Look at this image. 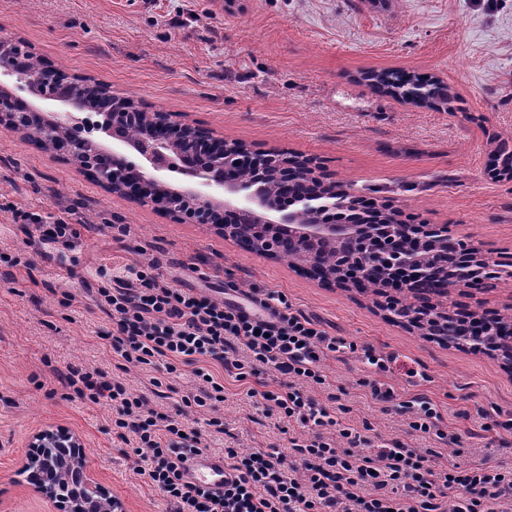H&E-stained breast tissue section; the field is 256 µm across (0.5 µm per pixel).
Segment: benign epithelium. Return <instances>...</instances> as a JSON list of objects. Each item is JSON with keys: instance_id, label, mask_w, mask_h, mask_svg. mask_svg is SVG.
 Masks as SVG:
<instances>
[{"instance_id": "7a95c632", "label": "benign epithelium", "mask_w": 512, "mask_h": 512, "mask_svg": "<svg viewBox=\"0 0 512 512\" xmlns=\"http://www.w3.org/2000/svg\"><path fill=\"white\" fill-rule=\"evenodd\" d=\"M24 47L18 40L0 39V126L8 125L19 133H26L25 125L34 113L41 112L20 96L30 93L44 101L65 107L62 112L43 114L46 128L59 131L65 137V147L58 153L80 169H92L94 180L114 193L139 198L142 192L127 186L124 173L135 171L147 182L169 185V195L154 196L148 200L154 209L181 223L218 225L213 209L219 206L242 224L251 227V238L269 255L275 250L273 241L262 237V226L289 224L290 215L281 213L279 198L261 196L250 186L229 178L242 143L228 141L211 131L199 129L180 119L174 112H160L153 126L137 142L125 138V127L134 119L128 111V98L111 93L114 106L102 112L89 95L90 82L84 77L59 82L47 78L35 83L24 72ZM94 112L102 116L95 131H90L81 114ZM112 138L116 147L107 149L99 134ZM258 167L281 160V169L293 177L312 165L300 156L269 148L252 150ZM298 208L308 212L313 222L297 224L291 238L303 248H314L323 240L353 239L354 257L366 258L372 251L399 257L394 249L393 232L400 226L390 225L382 231L383 237L369 240L368 227L351 223H324L323 215L342 209L346 202L336 192L313 191L296 197ZM459 258L462 263L455 270L463 278L479 272L475 248L461 242ZM354 272L326 273L322 283L348 288ZM420 325L427 326L433 336L448 335V320L416 315ZM34 449L17 475L19 483L27 484L45 500L55 504L61 512H112V498L94 479L85 460L84 445L79 436L64 427H50L36 432L29 443Z\"/></svg>"}]
</instances>
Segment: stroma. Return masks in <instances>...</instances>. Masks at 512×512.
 <instances>
[{
  "label": "stroma",
  "instance_id": "obj_1",
  "mask_svg": "<svg viewBox=\"0 0 512 512\" xmlns=\"http://www.w3.org/2000/svg\"><path fill=\"white\" fill-rule=\"evenodd\" d=\"M0 36L225 140L313 158L346 192L391 204L414 224L448 225L489 260L512 261V178L489 168L498 142L512 140V0H0ZM392 69L442 81L449 108L375 92L368 74ZM13 204L45 217L71 210L80 239L69 259L34 245L33 227L13 223ZM113 224L128 225L129 235L112 237ZM1 252L22 263L0 262V512H57L15 475L31 436L52 425L82 438L124 512H168L136 472L141 457L117 437L111 406L77 398L65 380L71 368L99 370L171 413L196 392L190 368L126 365L113 352L96 272L126 263H158L165 279L219 301L282 293L329 335L356 344L357 352L329 358L326 384L307 393L344 406L342 420L364 431L362 450L397 439L465 464L488 458L512 468V370L500 361L390 321L385 297L326 287L211 225L181 224L112 193L0 128ZM454 298L502 312L512 289L489 280ZM363 348L394 355L384 381L395 401L372 397L376 375L358 355ZM213 371L224 379L215 408L224 431L204 438L207 452L287 449L275 417L247 399V383ZM418 395L437 405L459 443L410 432L397 405Z\"/></svg>",
  "mask_w": 512,
  "mask_h": 512
}]
</instances>
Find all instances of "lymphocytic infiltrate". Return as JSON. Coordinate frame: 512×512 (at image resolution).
Listing matches in <instances>:
<instances>
[{
	"label": "lymphocytic infiltrate",
	"instance_id": "lymphocytic-infiltrate-1",
	"mask_svg": "<svg viewBox=\"0 0 512 512\" xmlns=\"http://www.w3.org/2000/svg\"><path fill=\"white\" fill-rule=\"evenodd\" d=\"M10 212L14 221L42 225L39 243L58 253L73 250L80 237L69 214L46 225L38 213L15 205ZM98 274L112 278L111 285L98 288L97 302L112 320L113 352L125 362L160 365L170 373L191 367L200 382L197 393L184 400L196 412L187 421L150 407L105 372L67 374L78 398L112 407L118 437L134 436L135 455H148L143 474L173 512H501V503L512 501V472L486 461H439L398 440L357 453L359 429L333 417L304 390L325 384L324 361L347 343L293 311L285 295L267 294L265 314L257 317L237 303L173 285L153 264L102 267ZM214 363L240 381L262 368L288 377L281 390L252 387L246 395L309 430V437L290 441L296 462L276 449L228 448L224 462L232 477L223 489L186 480L187 462L199 452L203 434L224 431L223 420L213 414L224 400V383L210 370ZM399 409L408 414L411 430L456 441V434L441 429L442 416L432 402L416 399Z\"/></svg>",
	"mask_w": 512,
	"mask_h": 512
}]
</instances>
